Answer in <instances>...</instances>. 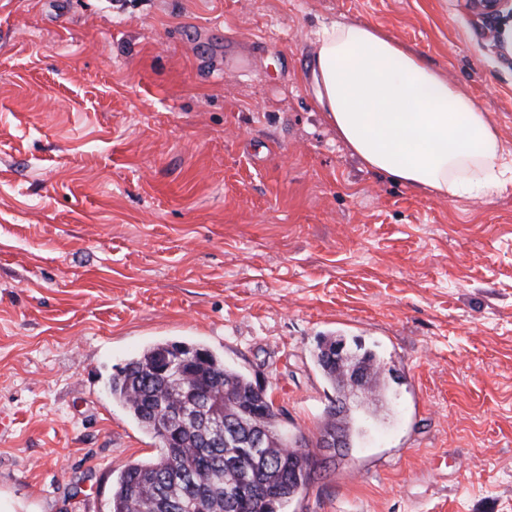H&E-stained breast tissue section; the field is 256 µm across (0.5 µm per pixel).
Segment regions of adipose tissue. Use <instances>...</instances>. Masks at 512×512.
<instances>
[{"label": "adipose tissue", "instance_id": "adipose-tissue-1", "mask_svg": "<svg viewBox=\"0 0 512 512\" xmlns=\"http://www.w3.org/2000/svg\"><path fill=\"white\" fill-rule=\"evenodd\" d=\"M315 103L362 163L424 195L498 188L512 156L471 97L384 32L323 27Z\"/></svg>", "mask_w": 512, "mask_h": 512}]
</instances>
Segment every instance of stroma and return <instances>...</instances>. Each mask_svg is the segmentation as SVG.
Here are the masks:
<instances>
[{
    "label": "stroma",
    "instance_id": "35a3bbf8",
    "mask_svg": "<svg viewBox=\"0 0 512 512\" xmlns=\"http://www.w3.org/2000/svg\"><path fill=\"white\" fill-rule=\"evenodd\" d=\"M334 22L423 56L512 152V16L464 0H0V512H110L158 443L109 382L158 342L317 442L329 335L396 399L289 512H512V181L443 199L363 166L308 79ZM342 342L346 345L345 352L348 355L347 360H349L347 365H360L365 370H369L370 382L373 383L378 395L382 397L386 387V376L380 357L374 351L364 349L359 343H355L354 347L348 345L341 336H324L318 344L317 352L313 355L324 380L336 391L343 381L345 371L339 364L347 361L343 353V344L336 345Z\"/></svg>",
    "mask_w": 512,
    "mask_h": 512
}]
</instances>
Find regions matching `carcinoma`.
<instances>
[{"mask_svg":"<svg viewBox=\"0 0 512 512\" xmlns=\"http://www.w3.org/2000/svg\"><path fill=\"white\" fill-rule=\"evenodd\" d=\"M344 338L323 337L314 354L324 380L333 388L343 381L345 371L336 363V344ZM171 348L191 355L202 347L184 342H161L145 348L112 375V399L120 403L139 427L161 440L159 415L168 399L169 387L152 372L158 354ZM348 365L370 372L378 395H384L385 368L372 350L356 343L345 347ZM204 381L218 383L224 393L213 402L193 401L196 416L188 420L175 437V447L159 445L158 453L122 466L112 483L111 512H154L164 503V512H286L299 498L323 462L309 449L288 447L273 404L264 401L259 385L244 372L208 354V361L196 368ZM265 408L263 448H245L242 439L256 423V411ZM333 415L343 430L355 435L354 407L338 405ZM228 424L224 446L207 443L203 419Z\"/></svg>","mask_w":512,"mask_h":512,"instance_id":"obj_1","label":"carcinoma"}]
</instances>
